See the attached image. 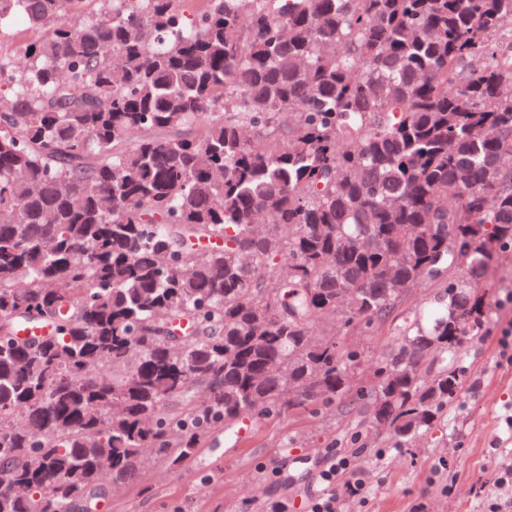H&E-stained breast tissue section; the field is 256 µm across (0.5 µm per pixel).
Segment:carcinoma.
Segmentation results:
<instances>
[{
  "label": "carcinoma",
  "instance_id": "obj_1",
  "mask_svg": "<svg viewBox=\"0 0 512 512\" xmlns=\"http://www.w3.org/2000/svg\"><path fill=\"white\" fill-rule=\"evenodd\" d=\"M0 512L183 469L246 417L458 398L512 253V0H0ZM286 262L288 278L280 276ZM443 295L370 375L314 324ZM49 324L20 338L16 321Z\"/></svg>",
  "mask_w": 512,
  "mask_h": 512
}]
</instances>
